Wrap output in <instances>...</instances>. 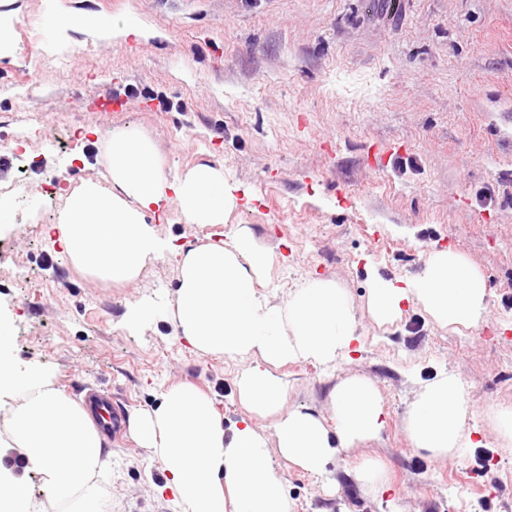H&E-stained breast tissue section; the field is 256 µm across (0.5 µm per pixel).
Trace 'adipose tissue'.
Returning <instances> with one entry per match:
<instances>
[{"label": "adipose tissue", "mask_w": 512, "mask_h": 512, "mask_svg": "<svg viewBox=\"0 0 512 512\" xmlns=\"http://www.w3.org/2000/svg\"><path fill=\"white\" fill-rule=\"evenodd\" d=\"M176 207L186 223L223 228L238 206L222 169L197 165L168 178L154 145L133 128L113 131L107 182L85 181L66 199L57 230L72 263L97 280L121 287L134 281L167 249L147 216ZM272 253L256 247L248 228L218 242L177 253L179 284L172 319L200 353L241 359L237 379L249 412L233 431L212 399L183 384L130 426L170 476L174 512H290L271 451L288 464L319 475L338 449L376 437L385 425L379 390L359 376L344 378L331 394L333 415L284 410V381L276 368L297 360L329 364L357 342L351 303L335 282L314 279L288 301L273 304L258 287L270 275ZM488 285L462 254H430L416 276L395 283L374 280L367 309L381 326L405 306L421 307L449 329H477L486 320ZM21 397L5 424L12 450L39 475L46 493L34 512H104L95 473L105 437L87 407L53 389L36 368L0 363V392ZM470 399L450 373L428 382L413 401L408 432L415 448L438 457L469 442L464 426ZM273 421L272 438L253 416Z\"/></svg>", "instance_id": "obj_1"}]
</instances>
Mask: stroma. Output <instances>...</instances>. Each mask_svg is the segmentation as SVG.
Listing matches in <instances>:
<instances>
[{
    "mask_svg": "<svg viewBox=\"0 0 512 512\" xmlns=\"http://www.w3.org/2000/svg\"><path fill=\"white\" fill-rule=\"evenodd\" d=\"M84 12L145 34L69 27ZM0 22L11 45L0 57V208L12 218L0 224V325L13 336L0 359L51 370L77 401L101 389L127 419L184 383L212 399L225 429L245 418L241 361L194 351L166 312L138 333L123 324L135 302L172 301L171 255L117 288L79 272L58 242L67 189L103 179L113 131L134 128L168 176L208 164L250 197L227 223L272 249V302L325 278L353 306L357 352L279 368L284 406L331 418L333 388L359 375L379 389L385 427L319 476L272 458L292 512H512V441L494 419L512 407V0H0ZM102 97L125 107L97 111ZM20 129L25 169L13 158ZM68 139L83 160L65 157ZM55 171L67 179L51 199ZM157 229L177 247L214 238L174 208ZM448 248L485 276L493 337L415 307L377 325L372 276L413 277ZM448 372L469 394L472 445L444 458L412 446L407 417ZM480 450L494 463L477 480ZM104 451L110 512H172L168 475L131 430ZM366 461L385 468L392 492L356 480Z\"/></svg>",
    "mask_w": 512,
    "mask_h": 512,
    "instance_id": "35a3bbf8",
    "label": "stroma"
}]
</instances>
